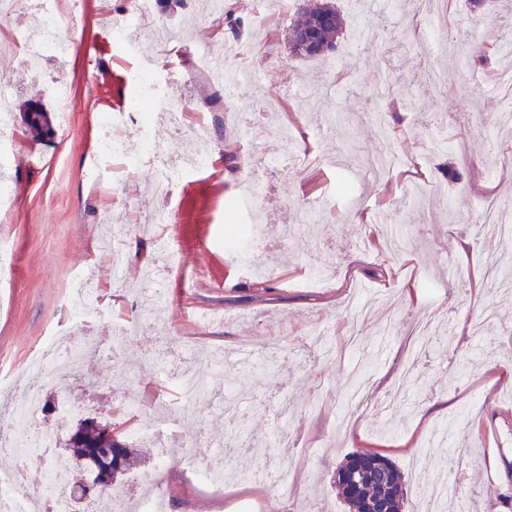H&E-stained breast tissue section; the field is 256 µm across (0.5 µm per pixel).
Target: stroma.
Wrapping results in <instances>:
<instances>
[{
	"mask_svg": "<svg viewBox=\"0 0 512 512\" xmlns=\"http://www.w3.org/2000/svg\"><path fill=\"white\" fill-rule=\"evenodd\" d=\"M132 0H61L60 33L68 55L49 58L40 76L24 75L14 39L40 23L21 8L0 18V65L19 71L13 94L8 178L13 200L0 215V246L13 255L0 284V369L22 375L31 351L64 330L72 313L63 303L77 273L96 275L98 303L87 317L96 335L112 338L119 323L136 321V287L159 264L153 235L131 232L122 283H115L99 242L116 224L135 223V209L168 218L179 267L162 289V308L118 349L97 358L89 380L65 379L53 395L92 406L113 427L131 433L148 462L171 463L162 476L167 512H348L333 483L347 452L381 453L409 488L403 512H422L417 482L446 471L452 448L473 450L471 471L458 475L449 512H512V286H471L472 268L502 273L512 240L479 224L488 198L475 182L512 196V157L491 152L505 142L496 123L512 113V92L498 72L501 42L512 41V0L471 11L448 0L446 14L419 9L417 0H336L345 23L336 53L301 58L285 33L292 0H228L244 33L223 67L256 74L233 106L216 98L198 69L197 51L224 43V21L198 0L158 4L153 24L139 31L146 53L168 63L163 98L207 115L213 142L207 170L185 174L171 198L148 191L159 175L149 158L113 175L100 156L103 114L127 109L141 67L112 40L114 21ZM453 30L446 50L435 41ZM481 52L478 74L463 58ZM70 89L67 125L48 142L33 140L19 115L27 100L56 112L57 84ZM294 116L292 146L269 132L271 103ZM236 113L224 119L225 108ZM446 149L427 150L435 133ZM309 151L303 167L268 170L266 159ZM255 171L267 188L259 218L266 243L244 264L224 247V210L239 204L240 185ZM193 307L207 324L185 321ZM438 316L455 329L453 342L422 348L415 376L398 405L383 415L349 407L348 380L368 383L375 398L401 378L399 360L418 344L417 321ZM223 349L224 368L198 395L196 424L204 438L193 451L212 458L224 441L226 470L235 448H251L259 473L288 471V491L232 476L223 492L201 484L176 462L182 428L156 432L157 414L176 407L175 387L156 373L164 360L179 367L185 340ZM288 417H281L282 404ZM290 447L279 455V435Z\"/></svg>",
	"mask_w": 512,
	"mask_h": 512,
	"instance_id": "obj_1",
	"label": "stroma"
}]
</instances>
